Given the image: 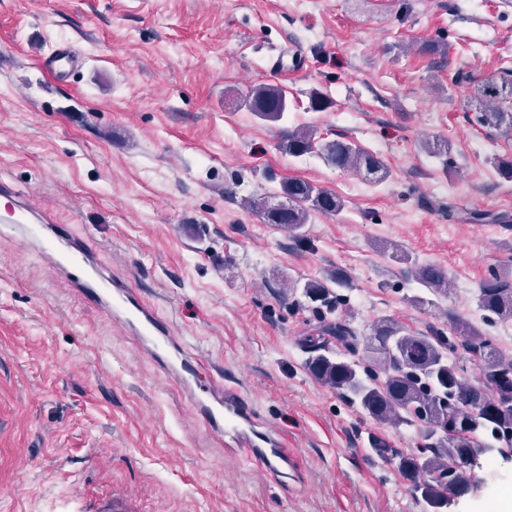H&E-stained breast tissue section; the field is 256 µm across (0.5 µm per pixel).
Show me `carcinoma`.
I'll return each mask as SVG.
<instances>
[{
  "instance_id": "cac0c4a2",
  "label": "carcinoma",
  "mask_w": 512,
  "mask_h": 512,
  "mask_svg": "<svg viewBox=\"0 0 512 512\" xmlns=\"http://www.w3.org/2000/svg\"><path fill=\"white\" fill-rule=\"evenodd\" d=\"M249 107L260 119L276 123L288 112V96L282 88L260 85L249 95ZM472 122L490 136L512 137V70L487 78L474 90ZM319 148L327 164L338 169L362 171L373 181L389 176L381 159L350 141H316L312 129L291 132L285 148L298 157ZM270 197L279 202L258 201L266 223L285 229L294 238L317 213L340 211L335 194L306 180L293 178ZM416 281L429 297L414 296L413 303L437 305L448 297V277L431 264L418 265ZM303 295L316 311L329 307V291L320 282L303 286ZM478 307L500 321L512 320V275L493 273L478 291ZM463 350L475 356L485 382L466 376V358L456 355V344L447 336L412 332L392 319L379 320L363 359L355 358L359 338L351 324L338 317L323 323L318 335L305 339L308 357L304 368L317 381L336 390L350 405L380 425H406L417 430L421 443L400 454L399 468L430 512H442L450 496L465 491L473 481V469L492 443L512 447V360L506 359L472 323L452 317ZM336 340L347 355L336 354L326 337Z\"/></svg>"
}]
</instances>
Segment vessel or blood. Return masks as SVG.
<instances>
[{"label":"vessel or blood","mask_w":512,"mask_h":512,"mask_svg":"<svg viewBox=\"0 0 512 512\" xmlns=\"http://www.w3.org/2000/svg\"><path fill=\"white\" fill-rule=\"evenodd\" d=\"M0 222L11 225L25 244L39 247L69 285L118 319L126 333L136 337L178 382L208 429L229 438L231 452L243 454L267 475H287L292 467L287 449L279 436L254 417L241 389L220 378L201 382L202 360L179 346L170 325L141 301L130 282L99 267L82 240L57 229L51 208L32 207L4 176H0Z\"/></svg>","instance_id":"vessel-or-blood-1"}]
</instances>
